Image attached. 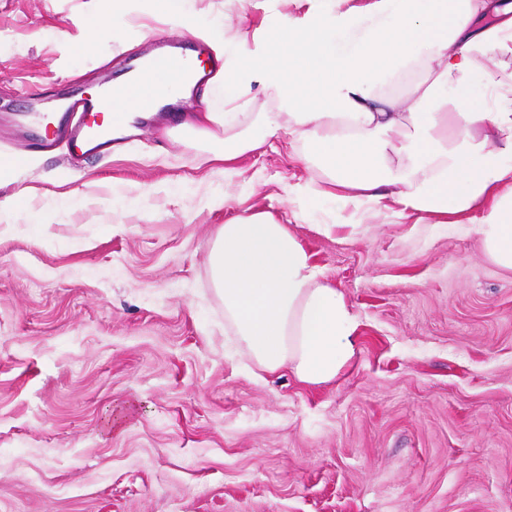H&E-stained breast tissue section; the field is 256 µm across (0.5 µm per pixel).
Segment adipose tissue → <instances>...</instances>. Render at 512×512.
<instances>
[{"mask_svg": "<svg viewBox=\"0 0 512 512\" xmlns=\"http://www.w3.org/2000/svg\"><path fill=\"white\" fill-rule=\"evenodd\" d=\"M226 63L225 102L260 82L281 102L259 121L266 137L309 144L327 175L316 198L366 218L482 212L485 255L512 272V0H372L362 20L282 24L251 50L195 29ZM423 72L405 96L380 81ZM480 91L485 109L472 107ZM208 261L233 332L258 373L285 370L308 385L336 380L356 355L359 320L288 225L268 213L227 222Z\"/></svg>", "mask_w": 512, "mask_h": 512, "instance_id": "obj_1", "label": "adipose tissue"}]
</instances>
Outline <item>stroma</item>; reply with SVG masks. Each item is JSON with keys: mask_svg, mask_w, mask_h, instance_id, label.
<instances>
[{"mask_svg": "<svg viewBox=\"0 0 512 512\" xmlns=\"http://www.w3.org/2000/svg\"><path fill=\"white\" fill-rule=\"evenodd\" d=\"M145 0L91 38L104 0H0V124L36 119L142 61ZM308 0H184L166 31L224 15L226 42ZM185 103L73 164L33 153L0 209V512H512V274L463 224L359 223L313 204L309 146L238 171ZM77 189L80 203L61 200ZM287 221L359 318L356 360L319 386L255 379L224 332L208 246L238 216ZM332 232H325V225Z\"/></svg>", "mask_w": 512, "mask_h": 512, "instance_id": "obj_1", "label": "stroma"}]
</instances>
